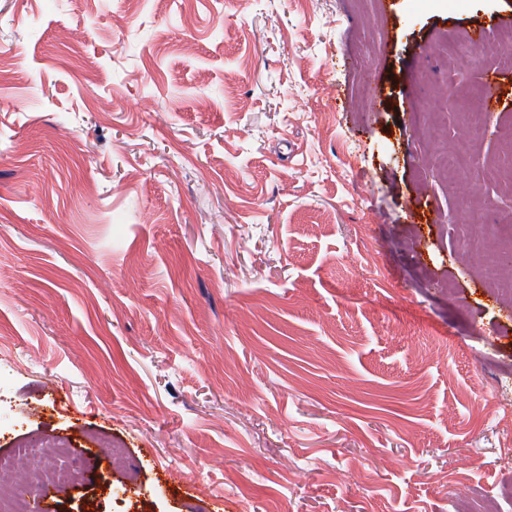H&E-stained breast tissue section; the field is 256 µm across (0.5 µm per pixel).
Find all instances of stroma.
Returning <instances> with one entry per match:
<instances>
[{
  "instance_id": "35a3bbf8",
  "label": "stroma",
  "mask_w": 512,
  "mask_h": 512,
  "mask_svg": "<svg viewBox=\"0 0 512 512\" xmlns=\"http://www.w3.org/2000/svg\"><path fill=\"white\" fill-rule=\"evenodd\" d=\"M503 18L0 0L25 73L0 76V457L61 440L82 474L27 499L512 512V292L484 276L512 239ZM463 133L471 160L440 168Z\"/></svg>"
}]
</instances>
